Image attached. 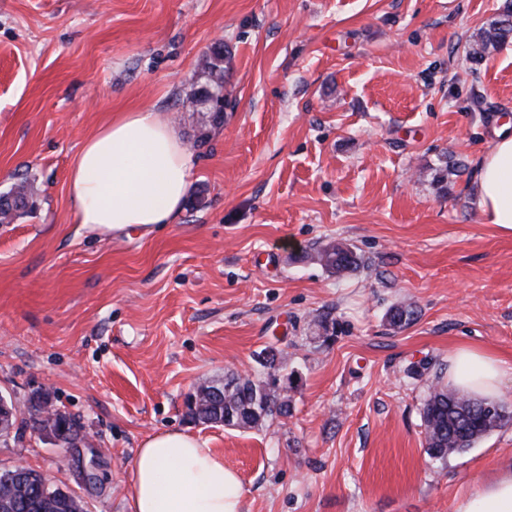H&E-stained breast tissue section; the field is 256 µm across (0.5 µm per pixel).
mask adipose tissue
I'll list each match as a JSON object with an SVG mask.
<instances>
[{
  "label": "adipose tissue",
  "instance_id": "ef3b65f1",
  "mask_svg": "<svg viewBox=\"0 0 512 512\" xmlns=\"http://www.w3.org/2000/svg\"><path fill=\"white\" fill-rule=\"evenodd\" d=\"M193 154L178 130L148 108L111 117L72 161L68 194L77 223L102 235L129 226L153 232L181 212L192 182ZM481 221L512 233V128L502 127L481 156ZM496 354L462 346L450 357L448 384L479 398L496 397L508 371ZM127 512H245L238 474L224 456L182 430L149 436L127 469ZM455 512H512V469L502 470Z\"/></svg>",
  "mask_w": 512,
  "mask_h": 512
}]
</instances>
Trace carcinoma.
<instances>
[{"label": "carcinoma", "mask_w": 512, "mask_h": 512, "mask_svg": "<svg viewBox=\"0 0 512 512\" xmlns=\"http://www.w3.org/2000/svg\"><path fill=\"white\" fill-rule=\"evenodd\" d=\"M512 39V10L508 9L484 29L471 45L467 57L473 64L482 62L489 48H498ZM208 70L214 86L195 93L190 107L203 104L208 93H224V47L211 50ZM33 205L31 185L21 180L0 195V224H9ZM317 259L336 274L356 270L360 258L351 250L326 247ZM261 371L253 377L229 375L222 383L199 388L196 406H187L188 416L202 423L220 424L238 429H251L269 418L286 416L288 399L270 386L285 362L264 349L258 355ZM421 418L424 426L426 453L435 459L463 452L493 430L502 427L507 416L504 407L494 401L477 400L448 388L435 380L428 387ZM16 476L8 486L0 484V512H81L80 499L58 493L41 474L25 467L15 469Z\"/></svg>", "instance_id": "cac0c4a2"}]
</instances>
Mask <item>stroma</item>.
I'll return each mask as SVG.
<instances>
[{
    "mask_svg": "<svg viewBox=\"0 0 512 512\" xmlns=\"http://www.w3.org/2000/svg\"><path fill=\"white\" fill-rule=\"evenodd\" d=\"M512 0H0V395L24 465L126 512L141 442L183 429L224 456L246 512H454L512 465V422L433 459L421 405L461 346L512 364V234L481 223L476 169L512 122V43L466 58ZM224 123L183 108L214 45ZM171 120L197 165L173 224H77L72 159L116 112ZM209 134L198 142L200 131ZM335 243L364 268L336 276ZM415 319L393 326L390 311ZM286 359L290 412L260 429L192 421L225 374ZM81 428L34 431L38 394ZM96 479L86 483L84 472ZM33 191L26 180L14 183L0 195V224H10L20 213L33 205ZM317 259L336 274L355 271L361 264L360 258L353 251L336 246L320 250Z\"/></svg>",
    "mask_w": 512,
    "mask_h": 512,
    "instance_id": "obj_1",
    "label": "stroma"
}]
</instances>
